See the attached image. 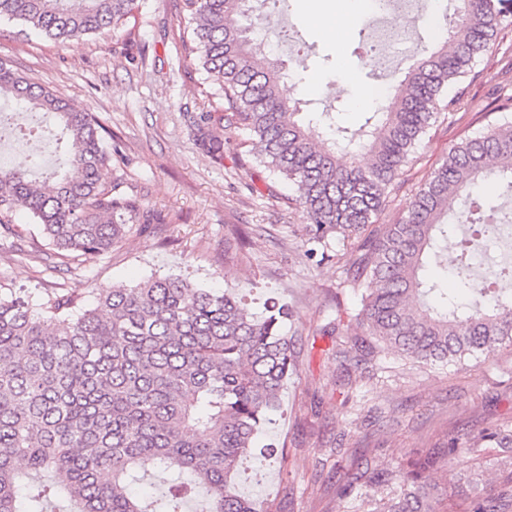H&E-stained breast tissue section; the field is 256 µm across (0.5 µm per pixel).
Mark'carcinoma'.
<instances>
[{
	"label": "carcinoma",
	"instance_id": "cac0c4a2",
	"mask_svg": "<svg viewBox=\"0 0 512 512\" xmlns=\"http://www.w3.org/2000/svg\"><path fill=\"white\" fill-rule=\"evenodd\" d=\"M134 2L0 0V17L53 39H80L118 24ZM456 2L449 40L412 58L387 104L354 132L329 112L303 119L291 104L288 71L256 65L262 43L252 37L249 0L180 5L191 27L184 53L223 78V104L200 114L198 132L214 122L246 127L260 161L294 185L306 241L322 245L334 235L352 246L358 323L383 347L435 366L512 347V293L476 283L468 250L455 269L472 305L423 275L428 262L448 266V243L461 226L475 227L476 241L487 245L507 223L506 210L486 218L492 199L479 189L495 182L512 192V121L451 147L398 223L380 233L366 227L431 122L457 109L465 82L483 78L481 57L492 47L512 53L497 0ZM2 98L52 115L71 151L42 181L23 166L0 167V218L30 212L66 257L110 249L132 205L105 181L110 155L95 118L0 62ZM361 154L369 163L350 161ZM76 304L73 295L35 304L0 291V512H182L190 502L201 512H261L233 480L294 369L281 332L288 306L274 303L258 317L228 291L169 277L114 288L91 309L59 315ZM489 446L500 449V484L512 485V421H502L448 436L441 453L358 472L338 482L340 495L369 489L376 497L367 512H448L452 495L434 471L449 458L475 460ZM147 462L158 476L177 477L146 503L128 488L144 479ZM454 486L465 490V512L509 507L506 492L492 495L474 469Z\"/></svg>",
	"mask_w": 512,
	"mask_h": 512
}]
</instances>
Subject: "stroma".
Returning a JSON list of instances; mask_svg holds the SVG:
<instances>
[{"label":"stroma","mask_w":512,"mask_h":512,"mask_svg":"<svg viewBox=\"0 0 512 512\" xmlns=\"http://www.w3.org/2000/svg\"><path fill=\"white\" fill-rule=\"evenodd\" d=\"M179 2L136 0L122 24L73 41L0 19V61L95 116L111 137L106 180L136 205L110 250L75 260L56 254L30 215L10 214L0 227V287L35 299L72 293L86 309L113 288L178 277L246 294L256 314L272 301L287 302L293 315L283 331L293 342L295 370L242 459L235 488L263 512H351L352 500L336 495L338 475L394 466L448 435L512 420V348L461 368L430 367L390 351L341 366L337 351L369 334L354 319L361 292L349 282L348 249L332 237L308 249L294 188L260 165L247 129L216 124L198 133L195 121L221 81L184 55ZM303 3L279 5L258 61L291 73L302 111L335 112L352 130L366 118L355 103L361 91L395 85L406 55L440 45L450 33L442 20L450 0H437L434 10L402 18L407 40L388 69L375 71L359 36L369 14H357L344 39L325 41ZM478 67L484 80L428 130L416 161L390 187L374 230L408 213L461 138L512 119V110L497 109L498 87L512 95V58L492 50ZM205 135L223 140L222 158L206 152Z\"/></svg>","instance_id":"35a3bbf8"}]
</instances>
